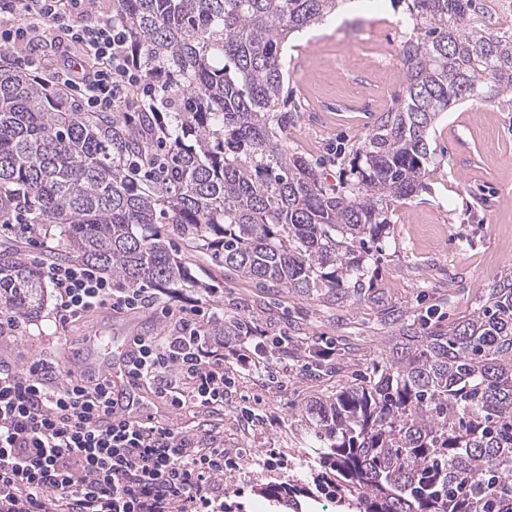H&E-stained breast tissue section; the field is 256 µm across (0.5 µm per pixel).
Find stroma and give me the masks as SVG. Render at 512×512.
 <instances>
[{
	"instance_id": "stroma-1",
	"label": "stroma",
	"mask_w": 512,
	"mask_h": 512,
	"mask_svg": "<svg viewBox=\"0 0 512 512\" xmlns=\"http://www.w3.org/2000/svg\"><path fill=\"white\" fill-rule=\"evenodd\" d=\"M344 18L290 38L283 48L284 96L295 119L288 145L312 162L323 180L341 184L353 150L379 117L397 107L406 91L402 61L384 70L378 59L398 51L405 28L393 0H347ZM433 154L426 191L397 203L391 224L367 241L363 286L347 304L320 296L269 292L255 281L197 255V275L215 293L188 291L182 299L116 312L99 309L56 326V297L33 318L0 337V366L19 369L51 359L80 378H100L107 363L91 336L121 329L134 336H164L175 313L195 306L225 309L252 304L250 322L267 336H284L269 368L255 373L228 369L231 379L219 405L175 409L152 400L160 425L179 431L221 432L233 464L224 494L244 502L247 512H270L258 488L299 475V458L312 441L302 422L307 403L371 371L385 358L398 319L421 333L447 330L483 303L500 276L512 272V103L469 99L442 113L428 139ZM14 246L35 266L50 260L61 241L54 226L38 225L24 236L14 216H0V249ZM339 342L331 361L316 365L311 351Z\"/></svg>"
}]
</instances>
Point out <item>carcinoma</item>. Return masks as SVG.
<instances>
[{"label": "carcinoma", "instance_id": "obj_1", "mask_svg": "<svg viewBox=\"0 0 512 512\" xmlns=\"http://www.w3.org/2000/svg\"><path fill=\"white\" fill-rule=\"evenodd\" d=\"M341 0H112V28L159 84L133 112H86L0 50V189L57 228L61 262L169 295L204 284L180 240L277 291L346 302L355 248L424 187L448 106L512 94V33L472 23L486 0H397L406 96L337 188L288 148L283 46ZM40 271L0 250V310L35 316ZM247 306L210 324L251 336ZM322 471L259 489L274 512L324 496L339 512H512V276L446 332L402 322L369 377L306 407Z\"/></svg>", "mask_w": 512, "mask_h": 512}]
</instances>
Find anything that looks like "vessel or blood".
<instances>
[{"instance_id":"obj_1","label":"vessel or blood","mask_w":512,"mask_h":512,"mask_svg":"<svg viewBox=\"0 0 512 512\" xmlns=\"http://www.w3.org/2000/svg\"><path fill=\"white\" fill-rule=\"evenodd\" d=\"M134 342V337L121 332L111 336L105 347L108 356L105 373L115 390L117 414L127 419L142 420L146 417L148 405L129 371V359L134 350Z\"/></svg>"}]
</instances>
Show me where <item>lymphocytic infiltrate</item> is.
I'll use <instances>...</instances> for the list:
<instances>
[{
    "label": "lymphocytic infiltrate",
    "mask_w": 512,
    "mask_h": 512,
    "mask_svg": "<svg viewBox=\"0 0 512 512\" xmlns=\"http://www.w3.org/2000/svg\"><path fill=\"white\" fill-rule=\"evenodd\" d=\"M0 44L19 50L44 39L48 28L68 25L79 51H62L45 69L57 87L91 112H121L142 93L145 79L131 64L111 16L84 26L72 11L89 12L90 0H5ZM45 276L61 303L54 316L66 326L100 308L137 310L150 299L140 288H116L95 269L49 265ZM215 313L201 308L179 318L167 336L139 338L130 372L169 406L214 405L230 379L225 363L250 371L263 362L257 345L237 339L208 348L202 323ZM224 441L219 433L188 434L114 414L106 381L75 379L40 359L0 369V512H224Z\"/></svg>",
    "instance_id": "lymphocytic-infiltrate-1"
}]
</instances>
